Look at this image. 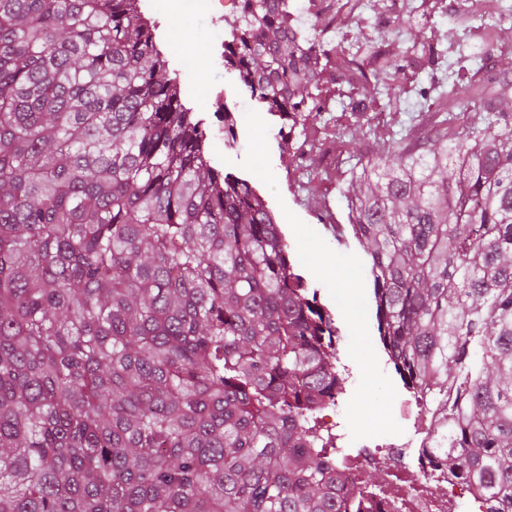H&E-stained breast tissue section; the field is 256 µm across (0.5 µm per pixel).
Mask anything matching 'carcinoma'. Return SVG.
<instances>
[{
  "mask_svg": "<svg viewBox=\"0 0 512 512\" xmlns=\"http://www.w3.org/2000/svg\"><path fill=\"white\" fill-rule=\"evenodd\" d=\"M138 2L0 0V512H347L317 421L338 329ZM240 2L224 67L288 144L330 53L290 0ZM510 71L344 197L443 464L512 507Z\"/></svg>",
  "mask_w": 512,
  "mask_h": 512,
  "instance_id": "carcinoma-1",
  "label": "carcinoma"
}]
</instances>
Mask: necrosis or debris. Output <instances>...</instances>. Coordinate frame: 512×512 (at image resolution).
<instances>
[{"mask_svg":"<svg viewBox=\"0 0 512 512\" xmlns=\"http://www.w3.org/2000/svg\"><path fill=\"white\" fill-rule=\"evenodd\" d=\"M400 412L413 429L412 439L363 447L338 459V483L348 493L349 512H492V502L442 466L434 450L436 416L420 396L407 392ZM369 471L379 473L382 486L358 493Z\"/></svg>","mask_w":512,"mask_h":512,"instance_id":"obj_1","label":"necrosis or debris"}]
</instances>
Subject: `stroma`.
Instances as JSON below:
<instances>
[{
  "mask_svg": "<svg viewBox=\"0 0 512 512\" xmlns=\"http://www.w3.org/2000/svg\"><path fill=\"white\" fill-rule=\"evenodd\" d=\"M303 28L336 27L325 36L331 45L362 59L412 56L414 68L403 71L392 107L350 110L349 86L334 68L322 76V107L310 118L292 147H283L280 121L264 112L234 73L204 70L199 63L211 40L210 23L188 14L156 15V42L168 51L170 77L181 97L204 124L212 122L213 90L232 92L238 111L239 139L227 145L208 138L214 167L245 179L274 213L288 246L289 258L309 292L332 315L339 330L337 356L349 368L345 391L327 413L337 422L343 446L405 440L408 423L400 416L404 385L388 360L378 336L373 278L356 240L340 244L337 232L348 229L343 191L350 175V153L374 154L381 147L413 145L426 133L435 99L446 94L457 77L460 55L483 51L487 31L512 0H483L482 20L459 25L451 0H333L330 15L308 12L309 0H291ZM432 45L435 60L422 58L420 44Z\"/></svg>",
  "mask_w": 512,
  "mask_h": 512,
  "instance_id": "1",
  "label": "stroma"
}]
</instances>
